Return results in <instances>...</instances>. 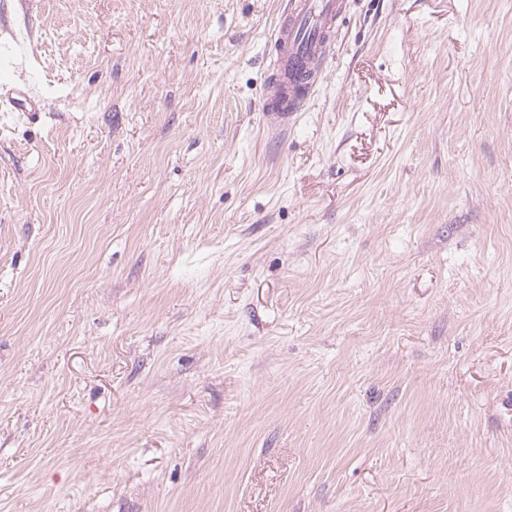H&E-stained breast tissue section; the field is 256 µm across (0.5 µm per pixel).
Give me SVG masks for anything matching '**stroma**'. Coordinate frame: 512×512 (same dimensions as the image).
<instances>
[{
  "label": "stroma",
  "instance_id": "1",
  "mask_svg": "<svg viewBox=\"0 0 512 512\" xmlns=\"http://www.w3.org/2000/svg\"><path fill=\"white\" fill-rule=\"evenodd\" d=\"M287 2L0 0V512H512V0ZM343 1L289 0L281 13L271 53L275 62L270 79L275 93L264 103L271 128H280L295 118L302 110L301 100L314 91V78L300 84L297 76L309 68L317 75L332 49Z\"/></svg>",
  "mask_w": 512,
  "mask_h": 512
}]
</instances>
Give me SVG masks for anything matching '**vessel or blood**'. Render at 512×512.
Listing matches in <instances>:
<instances>
[{
  "label": "vessel or blood",
  "instance_id": "vessel-or-blood-1",
  "mask_svg": "<svg viewBox=\"0 0 512 512\" xmlns=\"http://www.w3.org/2000/svg\"><path fill=\"white\" fill-rule=\"evenodd\" d=\"M343 9V0H288L272 46L275 93L264 104L271 128L295 118L302 99L312 94L313 82L302 84L297 77L307 69H320L332 49Z\"/></svg>",
  "mask_w": 512,
  "mask_h": 512
}]
</instances>
